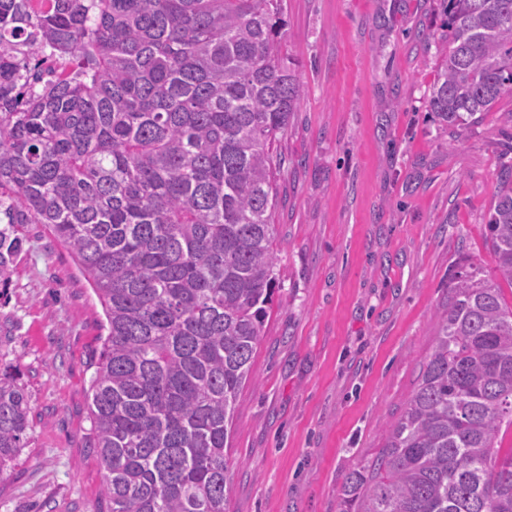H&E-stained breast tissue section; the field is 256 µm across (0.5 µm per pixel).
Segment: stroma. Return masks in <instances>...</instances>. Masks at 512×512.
<instances>
[{
    "instance_id": "1",
    "label": "stroma",
    "mask_w": 512,
    "mask_h": 512,
    "mask_svg": "<svg viewBox=\"0 0 512 512\" xmlns=\"http://www.w3.org/2000/svg\"><path fill=\"white\" fill-rule=\"evenodd\" d=\"M305 94L281 142L278 286L238 406L229 512H340L346 476L402 413L455 265L495 274L485 226L512 162V94L465 132L429 95L440 0H284ZM0 291V361L30 396L29 444L0 512H101L88 446L102 309L67 248L28 224Z\"/></svg>"
}]
</instances>
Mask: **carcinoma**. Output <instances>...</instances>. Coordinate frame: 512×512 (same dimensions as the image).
<instances>
[{
	"label": "carcinoma",
	"mask_w": 512,
	"mask_h": 512,
	"mask_svg": "<svg viewBox=\"0 0 512 512\" xmlns=\"http://www.w3.org/2000/svg\"><path fill=\"white\" fill-rule=\"evenodd\" d=\"M430 109L459 130L512 93V0H443ZM282 0H0V285L45 224L97 295L90 380L108 512H227L234 419L274 273L277 143L304 95ZM75 69L25 89L21 58ZM498 279L463 265L433 350L340 512H512V165L487 224ZM0 369V479L31 430Z\"/></svg>",
	"instance_id": "obj_1"
}]
</instances>
